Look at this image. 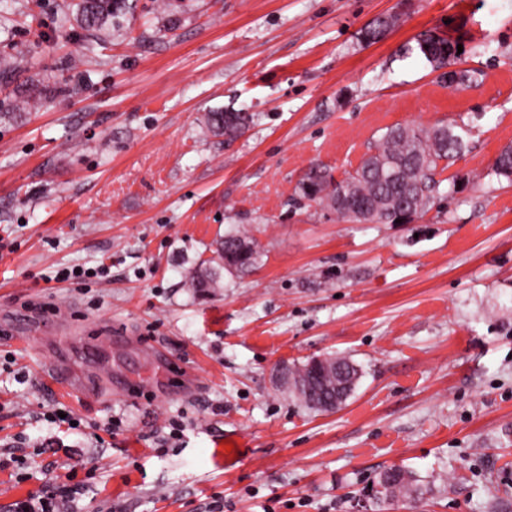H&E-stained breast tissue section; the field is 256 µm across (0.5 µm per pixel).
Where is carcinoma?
Segmentation results:
<instances>
[{"label":"carcinoma","mask_w":512,"mask_h":512,"mask_svg":"<svg viewBox=\"0 0 512 512\" xmlns=\"http://www.w3.org/2000/svg\"><path fill=\"white\" fill-rule=\"evenodd\" d=\"M76 22L88 31H99L133 9L128 0H76ZM396 24V18H379L364 30V40L375 43ZM445 44L451 50L455 45L448 39L428 32L422 34L416 45L407 53L425 56L424 48ZM208 127L229 138L245 132L250 117L242 112H210L206 117ZM465 146L462 132L452 126L395 125L386 130L378 140L376 152L361 166V173L348 175L337 181L320 168H312L305 174L300 190L310 200L336 206L339 195L346 187L352 205L369 208L374 224H394L399 215L407 212V220L424 213L433 198L435 175L443 161L461 153ZM498 175L512 179V147L501 151L496 160ZM260 257L254 241L244 233L231 234L220 242L216 256L199 265L190 276V286L203 292L221 287V271L244 272L253 267ZM317 374L319 392L316 398L300 402L307 408L328 411L327 400L348 378H360L358 366L345 357L331 356L326 364L314 369L311 362L288 370V377L304 385ZM377 484L385 486L381 496L401 495L411 498L419 493L415 476L402 469H390L379 476Z\"/></svg>","instance_id":"obj_1"}]
</instances>
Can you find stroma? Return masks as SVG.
<instances>
[{"mask_svg":"<svg viewBox=\"0 0 512 512\" xmlns=\"http://www.w3.org/2000/svg\"><path fill=\"white\" fill-rule=\"evenodd\" d=\"M71 2L0 0V512L71 469L61 512H512V0H136L97 32ZM426 30L475 83L405 56ZM397 124L469 131L426 213L302 197ZM239 230L258 264L190 288ZM329 355L361 377L325 414L279 372ZM396 467L415 501L374 498ZM208 127L228 138L243 134L249 126L250 117L242 112H210L206 117Z\"/></svg>","mask_w":512,"mask_h":512,"instance_id":"obj_1","label":"stroma"}]
</instances>
